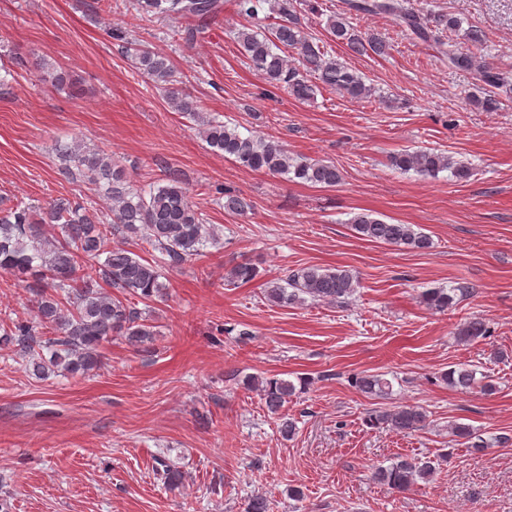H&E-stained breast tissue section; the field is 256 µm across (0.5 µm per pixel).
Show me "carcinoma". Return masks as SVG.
I'll return each instance as SVG.
<instances>
[{
    "label": "carcinoma",
    "instance_id": "1",
    "mask_svg": "<svg viewBox=\"0 0 512 512\" xmlns=\"http://www.w3.org/2000/svg\"><path fill=\"white\" fill-rule=\"evenodd\" d=\"M297 5V0H235L238 14L248 18V24L235 32V39L249 65L266 83L299 101L313 98L321 85L351 99L370 97L373 88L363 77L304 31ZM133 6L145 21L174 18L191 24L216 17L224 11V0H133ZM354 13L392 18L435 47L448 67L473 72L477 87L470 95L473 105L486 112L499 108L495 90L507 85L508 77L477 61L453 38L462 30L466 40L478 43L483 40L480 30L473 26L464 30L461 18L419 9L410 0H345V9L328 17L326 30L333 41L356 54L370 51L381 55L386 41L377 34L356 35L349 22ZM271 17L276 22L266 23ZM126 49L135 68L163 89L170 108L195 122L198 134L224 157L253 171L286 175L292 182L328 188L341 182L340 171L331 163L296 158L275 140L245 136L224 121L203 117L188 95L171 86L173 65L168 57L138 48L132 41L126 42ZM57 152L64 161L63 174L94 186L112 220L104 221L94 206L82 207L66 199H57L44 209L20 202L0 210V272L34 294L30 317L0 318V346L22 356L38 379L52 374H87L98 367L102 344L114 336L136 344L151 342L156 336L154 326L145 323L131 298L150 300L159 295L165 288L160 282L164 271L201 256L207 244L216 245L219 239L214 225L207 223L176 174H168L165 184L142 192L133 188L109 153L90 149L77 139L59 144ZM390 165L430 178L448 170L458 181L471 176V168L432 148L397 153L391 156ZM223 195L224 210L243 215L251 209V202L242 195L229 190ZM48 224L54 228L50 236L45 229ZM349 224L357 237L366 241L416 250L432 247L430 236L415 224L389 223L371 212L355 214ZM132 235L158 256L147 260L121 244L108 247L112 239ZM88 265L98 266V275L84 273ZM257 275L253 265L240 263L232 267L229 283H247ZM106 286L117 294L106 292ZM358 287V276L349 269L309 266L267 282L265 298L276 305L308 299L344 303ZM419 300L434 313H444L455 305V295L444 288L429 289ZM489 335L486 319L480 316L469 318L457 330V339L466 344ZM45 350L50 357L43 355ZM441 380L461 392L477 388L491 395L496 391L489 375L465 363L448 369ZM247 384L258 386L268 411L277 414L306 382L301 379L296 385L285 378L251 376ZM352 384L376 399L385 400L391 393V383L382 374L360 373ZM427 420V411L414 404L379 407L368 418L371 425L404 435L424 429ZM448 435L481 449L470 443L474 429L466 423L448 424ZM435 471L429 457H400L390 466L378 468L375 477L405 491L431 480Z\"/></svg>",
    "mask_w": 512,
    "mask_h": 512
}]
</instances>
